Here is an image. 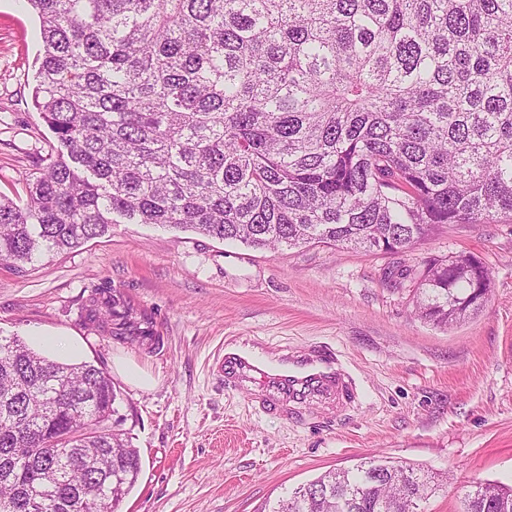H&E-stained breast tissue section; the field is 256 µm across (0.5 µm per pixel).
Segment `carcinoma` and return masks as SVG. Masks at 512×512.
Instances as JSON below:
<instances>
[{
	"mask_svg": "<svg viewBox=\"0 0 512 512\" xmlns=\"http://www.w3.org/2000/svg\"><path fill=\"white\" fill-rule=\"evenodd\" d=\"M43 56L34 107L67 156L21 206L0 198L17 267L156 224L255 249L322 243L398 254L448 224L512 218V0H27ZM438 327L479 311L482 261L417 271ZM85 319L152 335L111 293ZM116 389L89 363L0 336V512H117L141 471L98 424ZM391 461L328 471L271 512H418L430 477ZM458 512H512L479 483Z\"/></svg>",
	"mask_w": 512,
	"mask_h": 512,
	"instance_id": "cac0c4a2",
	"label": "carcinoma"
}]
</instances>
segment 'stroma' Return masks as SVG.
<instances>
[{
	"label": "stroma",
	"mask_w": 512,
	"mask_h": 512,
	"mask_svg": "<svg viewBox=\"0 0 512 512\" xmlns=\"http://www.w3.org/2000/svg\"><path fill=\"white\" fill-rule=\"evenodd\" d=\"M39 21L0 0V196L26 203V177L59 145L32 105ZM472 253L485 306L447 328L414 312L397 266ZM111 288L154 337L91 326L85 305ZM37 328L83 336L117 390L109 429L128 433L141 473L120 512H270L288 491L375 458L438 477L421 512H457L464 487L512 485V219L451 224L401 254L322 244L260 250L153 224L104 236L18 270L0 263V334ZM273 346L326 344L358 382L356 406L290 422L225 391L208 360L225 337ZM134 363L155 384L122 372Z\"/></svg>",
	"instance_id": "stroma-1"
}]
</instances>
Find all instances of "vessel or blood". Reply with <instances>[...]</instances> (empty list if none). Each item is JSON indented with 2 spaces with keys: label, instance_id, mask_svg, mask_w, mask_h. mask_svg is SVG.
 Listing matches in <instances>:
<instances>
[{
  "label": "vessel or blood",
  "instance_id": "obj_1",
  "mask_svg": "<svg viewBox=\"0 0 512 512\" xmlns=\"http://www.w3.org/2000/svg\"><path fill=\"white\" fill-rule=\"evenodd\" d=\"M212 371L225 388L247 393L259 410L289 421L301 420L306 406H346L354 394L349 369L322 345L259 349L234 339L225 342Z\"/></svg>",
  "mask_w": 512,
  "mask_h": 512
}]
</instances>
